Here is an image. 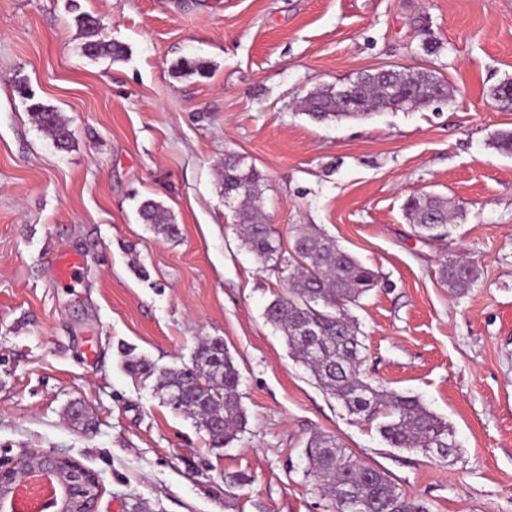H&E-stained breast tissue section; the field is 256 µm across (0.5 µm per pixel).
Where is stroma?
Here are the masks:
<instances>
[{
    "label": "stroma",
    "instance_id": "35a3bbf8",
    "mask_svg": "<svg viewBox=\"0 0 512 512\" xmlns=\"http://www.w3.org/2000/svg\"><path fill=\"white\" fill-rule=\"evenodd\" d=\"M99 17L124 60L81 51L76 12ZM206 58L209 77L172 62ZM444 78L440 108L319 123L301 108L379 68ZM512 0H0V456L40 448L79 460L104 487L97 512H326L307 477L312 433L336 436L431 512H512V155L493 145L512 108ZM27 84L73 133L62 150L32 121ZM243 155L266 177L275 235L316 226L386 287L354 314L373 384L419 397L455 432L438 462L390 447L294 361L265 308L282 286L243 246L215 169ZM457 216L421 236L411 196ZM176 217L169 238L140 200ZM87 259L82 288L49 261ZM476 287L452 294L445 261ZM223 339L247 425L216 448L120 346L160 368ZM82 401L93 430L69 421ZM138 212L144 224H152L167 237H175L177 234L175 216L160 201L147 198L141 202ZM440 282L458 296L465 295L480 279L478 266L464 259L449 260L438 270Z\"/></svg>",
    "mask_w": 512,
    "mask_h": 512
}]
</instances>
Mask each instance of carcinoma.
I'll use <instances>...</instances> for the list:
<instances>
[{
	"mask_svg": "<svg viewBox=\"0 0 512 512\" xmlns=\"http://www.w3.org/2000/svg\"><path fill=\"white\" fill-rule=\"evenodd\" d=\"M75 22L84 39V56L113 61L125 56L123 44L103 36L98 18L81 13ZM172 71L177 76L206 77L209 65L200 58H185ZM352 86L354 102L349 105L334 87L317 88L304 101L305 114L316 122L359 118L387 109H413L417 104L426 107L435 88L451 96L448 85L435 74L409 69L389 79L362 76ZM19 93L39 129L58 147H70L72 133L60 111L37 99L26 85L19 86ZM264 181L263 173L246 164L242 156L224 154L221 193L224 202L234 208L243 244L266 270L287 277L285 291L275 294L265 308L267 322L282 332L293 357L311 372L318 386L349 413L377 422L379 433L391 447L420 451L430 458L440 457L441 448L454 451V431L447 421L418 397L374 385L363 372L364 344L350 307L383 286L379 273L314 227L298 233L291 249H284L264 222ZM138 212L143 223L164 235L177 234L175 216L161 202L147 198ZM406 214L414 227L434 238L448 224L451 207L443 197L422 194L408 200ZM438 274L440 282L458 296L465 295L481 276L478 266L464 259L441 265ZM305 328L313 330V335H303ZM122 354L126 372L137 379L156 376L157 391L173 409L199 420L213 446L230 444L245 427L240 371L222 339L202 342L189 369L159 368L128 347L122 348ZM306 454L307 475L329 502L330 512H347L338 498L339 487L345 484L368 504V512H429L425 503L404 495L384 471L362 461L332 435H311Z\"/></svg>",
	"mask_w": 512,
	"mask_h": 512,
	"instance_id": "obj_1",
	"label": "carcinoma"
}]
</instances>
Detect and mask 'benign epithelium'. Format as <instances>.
<instances>
[{
  "label": "benign epithelium",
  "mask_w": 512,
  "mask_h": 512,
  "mask_svg": "<svg viewBox=\"0 0 512 512\" xmlns=\"http://www.w3.org/2000/svg\"><path fill=\"white\" fill-rule=\"evenodd\" d=\"M33 474L50 476L58 486V495L46 504L50 512H96L102 493L98 475L72 457L43 449L0 458V512H15L17 488Z\"/></svg>",
  "instance_id": "obj_1"
}]
</instances>
